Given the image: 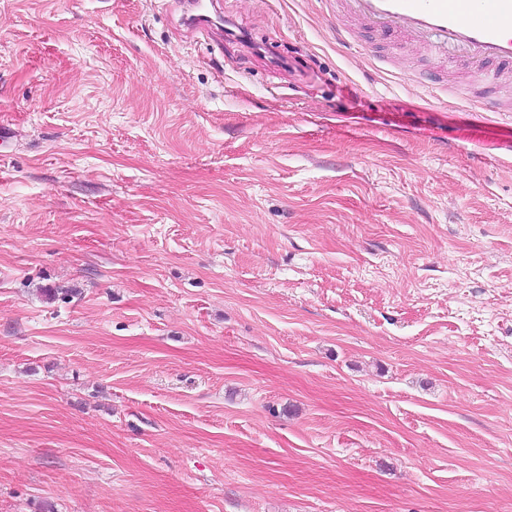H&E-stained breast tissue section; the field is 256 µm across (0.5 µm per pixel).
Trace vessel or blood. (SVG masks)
I'll return each mask as SVG.
<instances>
[{
	"label": "vessel or blood",
	"instance_id": "b4317fda",
	"mask_svg": "<svg viewBox=\"0 0 512 512\" xmlns=\"http://www.w3.org/2000/svg\"><path fill=\"white\" fill-rule=\"evenodd\" d=\"M213 0H188V26L211 33ZM365 22L399 30L422 45L437 43L473 63L493 59L512 65V0H347Z\"/></svg>",
	"mask_w": 512,
	"mask_h": 512
}]
</instances>
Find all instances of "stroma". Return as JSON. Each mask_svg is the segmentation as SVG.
I'll use <instances>...</instances> for the list:
<instances>
[{
	"label": "stroma",
	"instance_id": "stroma-1",
	"mask_svg": "<svg viewBox=\"0 0 512 512\" xmlns=\"http://www.w3.org/2000/svg\"><path fill=\"white\" fill-rule=\"evenodd\" d=\"M183 2L0 0V512H512V67ZM189 5L190 14L186 18V22L193 30H198L205 33L207 36L210 35L211 31L214 30L213 26H216V21L206 14L208 11V5L213 6V0H189L185 1Z\"/></svg>",
	"mask_w": 512,
	"mask_h": 512
}]
</instances>
